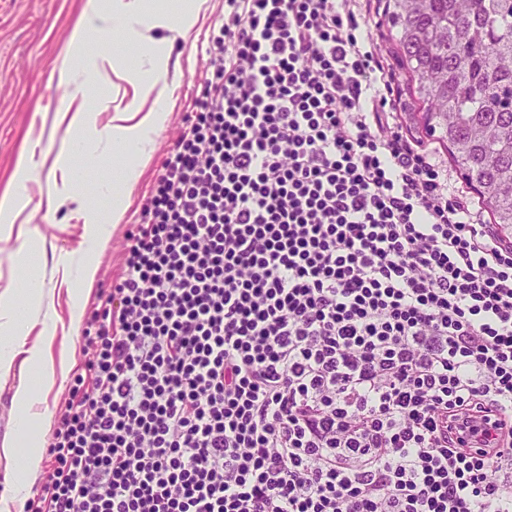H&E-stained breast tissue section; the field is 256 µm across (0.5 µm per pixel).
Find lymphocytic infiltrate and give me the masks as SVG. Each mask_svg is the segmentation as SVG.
<instances>
[{
  "mask_svg": "<svg viewBox=\"0 0 512 512\" xmlns=\"http://www.w3.org/2000/svg\"><path fill=\"white\" fill-rule=\"evenodd\" d=\"M370 0H224L23 512H512V245Z\"/></svg>",
  "mask_w": 512,
  "mask_h": 512,
  "instance_id": "lymphocytic-infiltrate-1",
  "label": "lymphocytic infiltrate"
}]
</instances>
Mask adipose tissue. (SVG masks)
I'll return each mask as SVG.
<instances>
[{
	"instance_id": "1",
	"label": "adipose tissue",
	"mask_w": 512,
	"mask_h": 512,
	"mask_svg": "<svg viewBox=\"0 0 512 512\" xmlns=\"http://www.w3.org/2000/svg\"><path fill=\"white\" fill-rule=\"evenodd\" d=\"M198 13L195 0L182 7L179 12H171L167 0H156L154 6H147L145 0H112L110 8H103L101 0H86L82 12L75 22L72 43L84 40L88 30L110 32L120 36L126 43L137 45L150 69L132 67L125 69L124 78L133 88V100L124 109L120 125L112 129V144L119 152L139 149L138 134L141 130L161 124L167 117L168 97L165 74L168 60L159 54V43L153 32L167 30L180 37H187L194 26ZM152 100L149 111H142L139 103ZM28 305H20L14 292H0V313L5 320L0 323V377H9L15 366L35 371L40 378L42 393H49L55 380L56 360H68L71 350L62 346L59 359H51L38 347L26 344V327L31 308L40 304L43 292L37 281L26 284Z\"/></svg>"
}]
</instances>
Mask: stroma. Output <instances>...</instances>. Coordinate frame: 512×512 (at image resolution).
<instances>
[{"label":"stroma","mask_w":512,"mask_h":512,"mask_svg":"<svg viewBox=\"0 0 512 512\" xmlns=\"http://www.w3.org/2000/svg\"><path fill=\"white\" fill-rule=\"evenodd\" d=\"M84 0H0V189L11 183L21 150L34 152L24 191L29 198L14 222L13 232L0 234V292L12 290L25 300V280L36 275L45 291L44 306L52 318H32L28 343L40 345L58 357L62 343L72 346L71 364L83 360L81 323L72 320L81 311L83 321L100 309V288L111 283L121 270L126 235L137 223L158 170L195 109L194 103L208 70L206 50L224 21V0H205L187 39H173L169 55V113L151 135L148 159L135 154L112 153L110 131L120 111L132 97L130 85L101 58L102 36L89 32L79 52L68 53L72 26ZM68 67L72 84L61 83L57 72ZM92 111L95 139L87 141L59 170V148L76 131L65 113L69 100ZM136 169L139 178L121 223L110 220L112 202L123 194L117 181L120 166ZM67 187L70 197L48 207L47 196ZM101 232L97 250L87 248L93 232ZM94 264L96 279L88 293L80 291L85 264ZM17 376L0 378V441L11 440L12 457L0 454V478L32 441L47 442L50 428L33 422L29 435L13 434L16 407L13 395Z\"/></svg>","instance_id":"35a3bbf8"}]
</instances>
